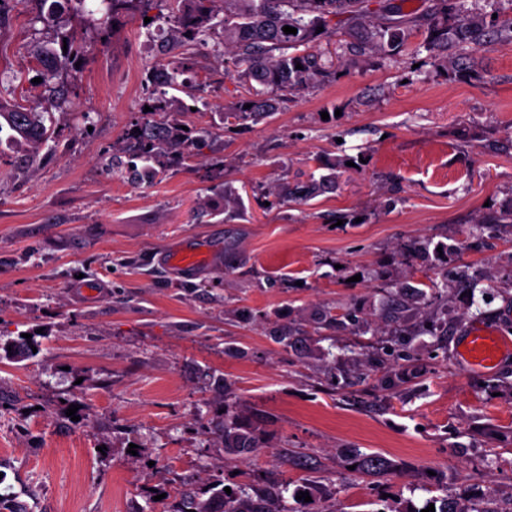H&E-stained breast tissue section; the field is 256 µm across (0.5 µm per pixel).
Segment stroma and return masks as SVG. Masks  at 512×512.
Listing matches in <instances>:
<instances>
[{
    "label": "stroma",
    "instance_id": "35a3bbf8",
    "mask_svg": "<svg viewBox=\"0 0 512 512\" xmlns=\"http://www.w3.org/2000/svg\"><path fill=\"white\" fill-rule=\"evenodd\" d=\"M37 13L14 0L0 28V90L29 105L45 91L29 65L46 37ZM155 13L148 31L136 9L106 35L83 32L59 144L34 171L0 147V339L40 345L0 358V491L19 512H167L217 482L299 488L312 475L320 512L421 508L464 489L511 502L512 352L468 372L458 346L475 325L512 337V301L464 295L444 274L462 266L512 291V224H477L512 205V41L454 46L475 64L461 76L428 64L415 28L396 57H355L235 129L218 111L245 83L205 46L194 71L208 105L183 121L206 146L130 184L107 167L150 95L169 9ZM331 163L335 188L279 196ZM219 185L242 216L195 212ZM423 240L465 248L428 267L406 250ZM188 242L210 262L172 270L166 252ZM327 308L337 322L318 328ZM283 329L291 346L273 340ZM223 409L260 430L247 462L225 457ZM355 450L396 474L351 472Z\"/></svg>",
    "mask_w": 512,
    "mask_h": 512
}]
</instances>
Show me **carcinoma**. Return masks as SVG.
I'll use <instances>...</instances> for the list:
<instances>
[{
    "label": "carcinoma",
    "mask_w": 512,
    "mask_h": 512,
    "mask_svg": "<svg viewBox=\"0 0 512 512\" xmlns=\"http://www.w3.org/2000/svg\"><path fill=\"white\" fill-rule=\"evenodd\" d=\"M173 12L168 45L183 51V57L170 63L167 87L181 90L185 83L179 77L193 69L194 50L207 45L209 38L220 34L224 49L232 52L245 65L242 72L253 84L247 94L233 106L219 112L220 123L259 121L279 108L280 97L320 83L333 75L331 67L322 63L315 47L322 39L341 33L350 48L381 56H391L405 48L413 20L404 14L402 5L384 0L379 8H370V0H167ZM433 9L426 18V50L429 63L438 65L449 59L448 49L454 43L481 45L489 31L512 39V17L472 12L465 0H432ZM223 5L224 16L218 17L215 4ZM57 4H51L44 21L54 28L53 41L67 44V51H44L34 57L45 70L44 81L54 82L52 95L39 106L26 107L0 93V119L8 127V141L24 155L23 162L32 167L47 142L54 138L53 112L62 111L70 103L74 82L82 59V45L77 36L55 23ZM297 29L286 34L283 27ZM323 28L318 33L316 29ZM301 64L303 69L296 68ZM191 103L163 93L142 113L140 120L127 129H139L141 148L123 144L121 155L112 157V169L127 179L138 182L155 176L167 165H177L196 156L205 146L204 136L182 129L184 123L176 115L197 107L202 97L197 85L186 91ZM250 108H244V105ZM336 182L331 173L297 183L286 190L296 202L307 201L322 188ZM481 224H512V206L487 212ZM34 339L18 337L5 343L3 349L19 359L33 356ZM224 451L239 456L261 447L257 429L237 417L224 416L218 429ZM349 465L354 471L384 479L396 470V464L381 454L353 452ZM288 483H276L265 489L244 487L226 493L218 488L206 500L194 503L195 512H297L288 506L285 493ZM440 503L435 512H495L485 506L484 499L446 497L431 500Z\"/></svg>",
    "instance_id": "obj_1"
}]
</instances>
